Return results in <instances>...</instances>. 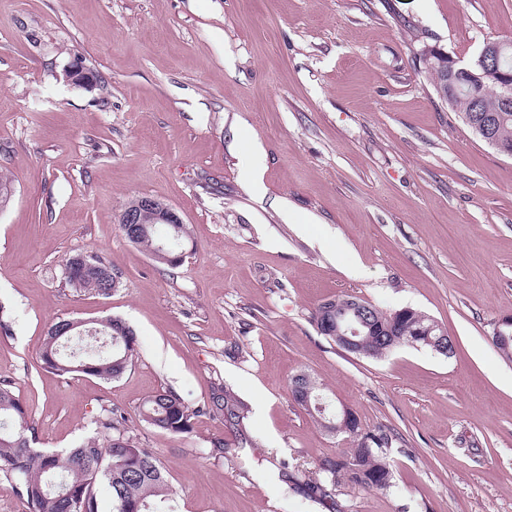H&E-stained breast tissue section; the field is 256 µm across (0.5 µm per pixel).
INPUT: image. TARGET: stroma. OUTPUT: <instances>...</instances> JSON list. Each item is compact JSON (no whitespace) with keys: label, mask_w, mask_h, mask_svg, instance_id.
I'll return each instance as SVG.
<instances>
[{"label":"stroma","mask_w":512,"mask_h":512,"mask_svg":"<svg viewBox=\"0 0 512 512\" xmlns=\"http://www.w3.org/2000/svg\"><path fill=\"white\" fill-rule=\"evenodd\" d=\"M489 38L512 39V0H0V383L38 447L78 445L110 407L162 461L174 512H327L307 484L352 443L293 401L308 372L398 449L393 491L339 483L340 512H512V361L491 339L512 314V158L418 63ZM74 60L96 87L65 79ZM138 196L187 225L180 267L122 234ZM77 253L117 289L70 287ZM344 295L425 313L454 355L345 352L312 320ZM59 317L124 321L135 363L108 382L43 370ZM219 385L242 425L212 409ZM160 390L195 410L191 432L141 420Z\"/></svg>","instance_id":"stroma-1"}]
</instances>
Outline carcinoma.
Segmentation results:
<instances>
[{
	"label": "carcinoma",
	"instance_id": "carcinoma-1",
	"mask_svg": "<svg viewBox=\"0 0 512 512\" xmlns=\"http://www.w3.org/2000/svg\"><path fill=\"white\" fill-rule=\"evenodd\" d=\"M419 61L430 76L439 75L445 59L428 55L423 49ZM499 78L490 72L483 80L481 107L488 114L500 107ZM499 141L512 145V112L496 123ZM141 239L138 245L149 252L161 246L170 256L186 251L189 234L184 224H142L137 227ZM117 274L111 266L91 256L73 255L66 260V282L74 288L109 295L104 287L105 273ZM376 327L388 326L398 336L394 342L386 336L364 337V349L370 358H379L399 346L431 348L427 328L432 324L425 314L406 308L387 312L368 304ZM62 319L51 322L40 353L42 368L62 375L81 373L110 381L120 378L138 356L132 329L120 319H109L86 329L92 336L108 341L104 349L91 352L65 353L67 344L78 336L74 329L62 336L53 329ZM300 406L310 402L309 414L321 423L336 405L320 387L311 388L309 400L293 393ZM211 404L235 419L241 414L223 387L213 388ZM142 420L150 426L173 434L192 428L195 412L170 391H158L142 403ZM98 432L84 439L77 447L65 452H47L34 447L35 436L27 407L9 384H0V478L12 484L16 495L24 502L26 512H99L96 488L106 482L112 494L113 512H173L165 508L172 501V490L162 464L154 451L144 448L129 434L123 419L114 410L102 409L97 419ZM343 434L353 439L354 448L336 459L319 465L322 477L308 484L311 498L323 501L329 496L327 486L344 480L354 486L389 492L395 487V475L390 458L395 453L390 433L381 427L366 429L359 421L347 426Z\"/></svg>",
	"mask_w": 512,
	"mask_h": 512
}]
</instances>
